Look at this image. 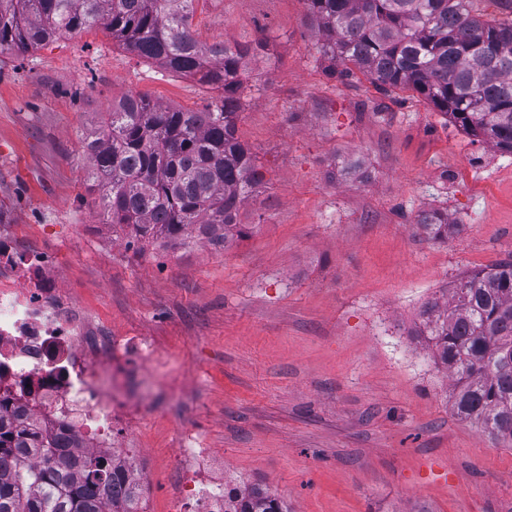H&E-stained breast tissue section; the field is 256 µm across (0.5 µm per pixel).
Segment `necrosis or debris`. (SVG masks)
I'll use <instances>...</instances> for the list:
<instances>
[{"label":"necrosis or debris","mask_w":512,"mask_h":512,"mask_svg":"<svg viewBox=\"0 0 512 512\" xmlns=\"http://www.w3.org/2000/svg\"><path fill=\"white\" fill-rule=\"evenodd\" d=\"M168 364L147 338H113L68 294L55 257L23 248L15 225L0 224V410L21 411L42 433L129 465L139 453L132 433L150 408L117 387ZM179 442L183 500L198 512H224L210 449L188 427Z\"/></svg>","instance_id":"necrosis-or-debris-1"}]
</instances>
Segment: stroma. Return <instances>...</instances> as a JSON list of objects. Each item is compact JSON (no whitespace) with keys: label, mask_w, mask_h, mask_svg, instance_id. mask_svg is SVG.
Returning a JSON list of instances; mask_svg holds the SVG:
<instances>
[{"label":"stroma","mask_w":512,"mask_h":512,"mask_svg":"<svg viewBox=\"0 0 512 512\" xmlns=\"http://www.w3.org/2000/svg\"><path fill=\"white\" fill-rule=\"evenodd\" d=\"M206 42L264 33L238 123L268 187L227 250L143 244L103 223L82 139L130 93L203 111L222 90L168 73L99 29L0 55V208L25 246L60 256L65 288L113 336L171 359L148 392L135 471L178 512L177 435L193 427L239 486L288 512H512V449L457 417L418 312L466 273L512 259V155L412 91L340 77L305 0H199ZM356 158L364 171L344 177ZM444 209L448 240L420 211ZM418 228L433 241L448 240V213L439 209L424 210L417 215Z\"/></svg>","instance_id":"35a3bbf8"}]
</instances>
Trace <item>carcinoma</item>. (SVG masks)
<instances>
[{"mask_svg":"<svg viewBox=\"0 0 512 512\" xmlns=\"http://www.w3.org/2000/svg\"><path fill=\"white\" fill-rule=\"evenodd\" d=\"M196 0H0V54L26 53L77 30L101 28L137 56L224 90L214 110L163 106L145 95L112 102L83 142L102 187L108 224L140 241L227 249L249 236L240 212L266 187L255 154L237 136L251 92L244 61L268 46L201 41ZM331 70L356 69L383 90L422 95L465 133L512 154V22L486 19L476 0H305ZM433 241L448 213L417 215ZM418 337L453 381V410L512 448V261L461 277L421 307ZM0 512H138L126 470L80 449L59 450L0 416ZM224 512H288L254 485Z\"/></svg>","mask_w":512,"mask_h":512,"instance_id":"obj_1","label":"carcinoma"}]
</instances>
